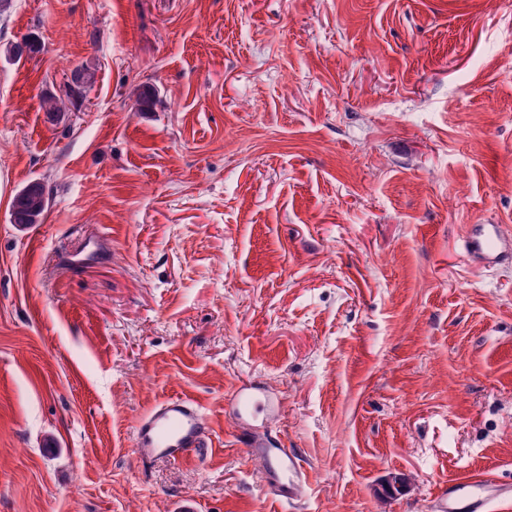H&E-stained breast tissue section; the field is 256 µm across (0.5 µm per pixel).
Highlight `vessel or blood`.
<instances>
[{
	"mask_svg": "<svg viewBox=\"0 0 512 512\" xmlns=\"http://www.w3.org/2000/svg\"><path fill=\"white\" fill-rule=\"evenodd\" d=\"M462 249L491 268L512 263V238L505 237L497 224L470 226ZM273 408L274 401L265 391L246 385L237 389L231 402L235 419L250 425L242 436L248 454L267 463L268 496L282 502H301L310 487L305 459L297 449L286 447L257 428L261 416L271 413ZM208 440V426L199 404L190 398H168L138 422L134 454L142 462L188 458L205 448ZM507 495V490L495 480L470 475L442 487L438 512H486L489 504Z\"/></svg>",
	"mask_w": 512,
	"mask_h": 512,
	"instance_id": "vessel-or-blood-1",
	"label": "vessel or blood"
}]
</instances>
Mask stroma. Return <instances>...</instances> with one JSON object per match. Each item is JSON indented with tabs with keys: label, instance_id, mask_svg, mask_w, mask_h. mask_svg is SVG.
Segmentation results:
<instances>
[{
	"label": "stroma",
	"instance_id": "stroma-1",
	"mask_svg": "<svg viewBox=\"0 0 512 512\" xmlns=\"http://www.w3.org/2000/svg\"><path fill=\"white\" fill-rule=\"evenodd\" d=\"M22 37L41 52L0 55V512H437L465 474L512 489V267L461 246L512 235V0H11L0 47ZM33 181L49 207L20 230ZM243 384L311 467L300 504L238 442ZM177 396L208 448L139 463L138 420ZM500 224L470 226L462 240L463 251L489 268L512 263V238L507 239Z\"/></svg>",
	"mask_w": 512,
	"mask_h": 512
}]
</instances>
